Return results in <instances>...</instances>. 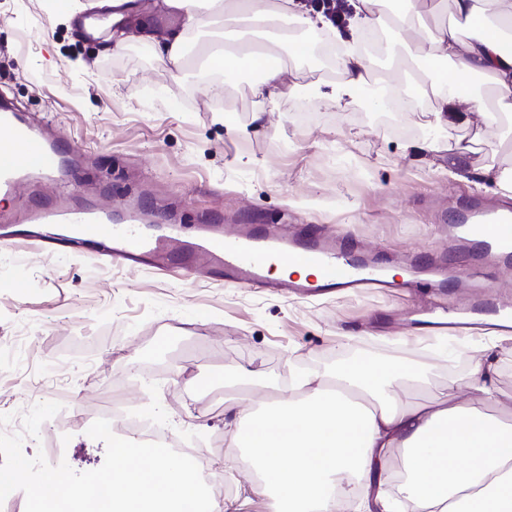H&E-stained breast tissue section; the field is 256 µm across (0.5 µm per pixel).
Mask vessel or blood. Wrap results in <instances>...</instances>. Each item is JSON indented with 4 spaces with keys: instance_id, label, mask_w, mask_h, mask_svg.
<instances>
[{
    "instance_id": "1",
    "label": "vessel or blood",
    "mask_w": 512,
    "mask_h": 512,
    "mask_svg": "<svg viewBox=\"0 0 512 512\" xmlns=\"http://www.w3.org/2000/svg\"><path fill=\"white\" fill-rule=\"evenodd\" d=\"M76 152L74 146L44 137L35 123L11 106H0L1 198H12L17 185L29 178H53ZM143 214L140 204L115 216L100 208L54 198L32 209L12 211L11 220L18 226L20 243L42 255L55 249L88 246L119 266H147L160 273L215 278L298 296L305 295L310 284L298 278L271 279L273 266L315 268V284L324 294H375L393 285L382 257L355 251L343 236L303 227L286 237L270 225L241 224L224 231L218 224L204 223L199 227L198 240L191 242L182 239L174 225L161 233L147 234ZM448 238L449 260L463 264L469 272H477L489 260L504 270L512 269L511 207L470 200L449 225ZM445 263L415 255L405 287L434 292L462 287V280L449 278ZM511 305L504 298L478 296L471 308L480 319L493 322Z\"/></svg>"
}]
</instances>
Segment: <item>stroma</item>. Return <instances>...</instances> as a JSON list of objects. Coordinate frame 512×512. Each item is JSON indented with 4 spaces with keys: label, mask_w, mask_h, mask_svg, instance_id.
I'll use <instances>...</instances> for the list:
<instances>
[{
    "label": "stroma",
    "mask_w": 512,
    "mask_h": 512,
    "mask_svg": "<svg viewBox=\"0 0 512 512\" xmlns=\"http://www.w3.org/2000/svg\"><path fill=\"white\" fill-rule=\"evenodd\" d=\"M97 0H0V90L19 111L81 149L78 166L54 180H30L15 201L60 193L79 205L121 210L146 205L155 223L177 215L185 228L209 216L226 227L301 224L344 235L363 250L448 254V225L471 197L512 204L497 180L512 169V116L478 114L440 131L427 106L370 111L363 95L325 106L338 75L315 74L303 59L295 91L260 107L247 78L202 68L221 23L205 27L181 68L153 46L132 41L118 54L84 37L75 21L106 22ZM389 82L419 61L405 43L395 57L368 55ZM264 110L262 125L252 114ZM439 139L437 153L423 151ZM462 295L385 294L300 297L211 279L178 280L128 269L78 251L37 257L0 242V345L38 337L26 363L0 371V407L58 399L31 369L91 356L76 371L62 412L76 416L118 386L129 406L156 419L179 446L199 443L224 478V512H272L240 449L227 404L249 411L276 395L293 367L326 373L349 352L380 364L409 361L423 385L403 384L409 404L471 394L476 361L496 366L512 395V337L491 332L457 340L408 331L414 308L461 304ZM254 379L238 377L240 368ZM57 455L78 472L98 469L105 445L74 424L56 433Z\"/></svg>",
    "instance_id": "1"
}]
</instances>
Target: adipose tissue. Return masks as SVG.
<instances>
[{"label":"adipose tissue","mask_w":512,"mask_h":512,"mask_svg":"<svg viewBox=\"0 0 512 512\" xmlns=\"http://www.w3.org/2000/svg\"><path fill=\"white\" fill-rule=\"evenodd\" d=\"M101 2L114 8L112 52L134 39L147 41L163 63L176 68L211 11L318 33L350 95L365 85L368 71L358 37L390 23L399 34L415 36L426 69L423 79L387 91L412 101L423 83H430L436 129L453 128V112L463 106L489 122L497 120L499 110L512 108V49L503 46L512 40V0H451L448 20L440 16L439 0H396L390 15L379 0H351L350 40L306 0H151L150 12L179 16L178 26L168 30L154 29L146 18L134 19L121 9L122 0ZM430 17L435 20L431 26L426 23ZM287 52L284 44L243 49L223 32L208 61L228 79L252 74L251 92L266 104L295 88L287 80ZM478 75L497 88L498 108L472 92ZM494 373L492 362L477 361L472 398L452 406L405 404L401 384L418 379L408 364L358 360L322 375L300 374L276 399L247 416L231 445L246 451L257 474L256 489L272 497L274 512H338L346 498L357 495L382 512H393L404 501L412 512H512V396L496 388ZM396 447L404 451V483L399 498L391 499L384 489L383 461Z\"/></svg>","instance_id":"adipose-tissue-1"}]
</instances>
